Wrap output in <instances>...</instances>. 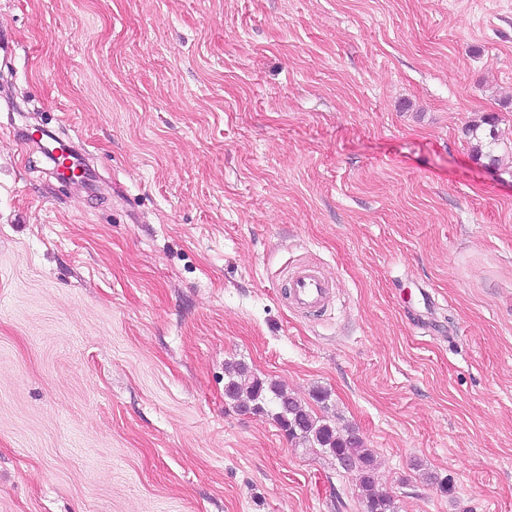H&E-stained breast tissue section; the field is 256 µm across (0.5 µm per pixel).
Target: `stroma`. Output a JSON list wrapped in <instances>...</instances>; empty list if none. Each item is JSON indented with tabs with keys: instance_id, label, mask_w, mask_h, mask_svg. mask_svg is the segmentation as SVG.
<instances>
[{
	"instance_id": "stroma-1",
	"label": "stroma",
	"mask_w": 512,
	"mask_h": 512,
	"mask_svg": "<svg viewBox=\"0 0 512 512\" xmlns=\"http://www.w3.org/2000/svg\"><path fill=\"white\" fill-rule=\"evenodd\" d=\"M2 40L0 512H363L229 362L327 391L398 512H512V0H0ZM330 284L322 272L315 267L301 266L289 277L288 298L301 309H316L326 301Z\"/></svg>"
}]
</instances>
